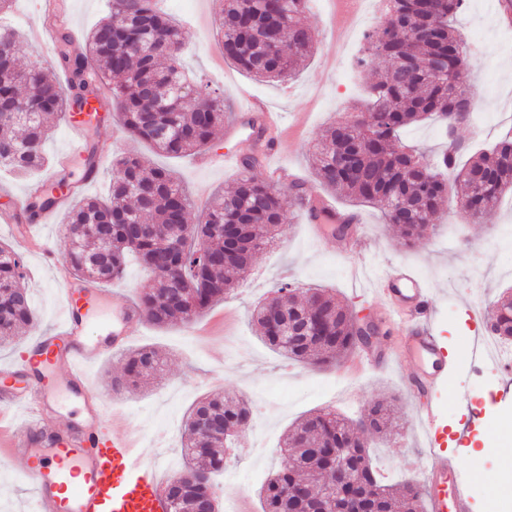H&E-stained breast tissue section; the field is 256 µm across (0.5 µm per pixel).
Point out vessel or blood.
Wrapping results in <instances>:
<instances>
[{
  "label": "vessel or blood",
  "mask_w": 512,
  "mask_h": 512,
  "mask_svg": "<svg viewBox=\"0 0 512 512\" xmlns=\"http://www.w3.org/2000/svg\"><path fill=\"white\" fill-rule=\"evenodd\" d=\"M42 9L47 22L33 26L36 39L71 29L65 0H43ZM224 137L237 142V150L204 152L197 159L199 166L237 169L244 155L258 152L269 160L280 154L283 144L278 116L253 97L236 106L224 125ZM308 196L312 204L305 222L319 237L327 225L338 222L339 211L316 191ZM55 279L64 289L55 330L40 336L19 361L0 366V447L5 450L0 461H26L25 480L33 491L31 512H170L171 477L162 471L160 452H148L135 429L117 431L125 411L110 407L90 379L93 366L129 346L133 328L143 323L141 310L121 290L73 279L64 262H56ZM377 283L389 313L407 312L412 317L395 361L407 390L422 403L417 410L419 427L434 433L441 414L432 393L448 362L430 325L429 291L403 265L382 273ZM105 306L112 309L110 338L88 341L86 327ZM46 364L64 373L69 396L82 411L78 428L64 423L65 407L42 370ZM423 473L429 512H473L467 480L452 456L430 448Z\"/></svg>",
  "instance_id": "1"
}]
</instances>
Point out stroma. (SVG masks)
Segmentation results:
<instances>
[{
  "instance_id": "1",
  "label": "stroma",
  "mask_w": 512,
  "mask_h": 512,
  "mask_svg": "<svg viewBox=\"0 0 512 512\" xmlns=\"http://www.w3.org/2000/svg\"><path fill=\"white\" fill-rule=\"evenodd\" d=\"M165 7L183 22L186 63L212 86L222 88L229 101H236L244 89L280 112L287 139L276 162L312 180L308 155L323 129L365 96L363 84L353 75L356 51L331 53L326 34L334 5L329 0H311L305 22L315 33V50L299 74L284 83L255 81L225 60L215 33L214 0H166ZM456 25L466 39L477 38L484 45L483 52L472 59L468 81L478 110L457 130L461 145L480 148L512 127V51L501 45L503 39L512 37V27L501 24L491 0H466ZM155 161L170 169L196 198L202 190L211 194L219 188L231 189L236 178L235 171L202 168L190 157L159 155ZM330 200L342 211L362 217L359 233L366 249L338 255L335 238L311 236L302 225L300 206H293L287 215L288 226L275 245L257 254L235 290L196 320L198 326L207 327L220 315L230 314L240 351L225 352L219 335L203 342L179 325L160 330L145 324L135 330L131 344L150 345L165 355L162 378L137 391H113L111 382L121 377L124 364L122 354L117 353L92 369L95 389L108 403L124 408L129 424L144 437L164 434L162 462L177 470L183 466V417L199 398L209 394L203 379L214 367L223 371L227 394L278 404L277 412L254 426L269 445L267 456L258 462L247 447L238 448L227 467L238 475V482L225 483L219 475L213 485L217 499H245L248 512H263L257 491L284 461L280 448L286 431L319 411L354 417L376 402H385L390 416L387 434L367 437L373 462L388 482L419 479L426 442L415 431L417 404L397 365L380 363L345 382L337 378L335 368L318 369L285 360L263 341L251 318L255 305L288 278L303 289L315 285L329 289L358 317L377 322L380 335L397 337L402 323L381 320L372 282L388 266L404 264L427 283L433 299L431 324L448 357V382L438 391L443 418L436 443L458 457L460 470L469 475L474 512H487L485 488L499 485L504 476L512 474V425L506 424L504 414L505 408H512V372L503 374L472 362L469 347L484 332L475 311L493 307L504 293H512V193L503 196L491 222L483 224L460 221L459 202L448 196L435 219V233L410 248L402 245L396 225L384 223L379 206L358 205L335 194ZM195 206L200 209L204 203L197 198ZM1 241L24 260V284L31 291L37 322L24 336L0 344V364L27 354L62 308L61 287L51 277L48 259L32 252L27 241L15 236L3 220ZM485 435L493 437L496 453L462 461L461 452ZM22 471L19 463L0 465V512H27L32 490Z\"/></svg>"
}]
</instances>
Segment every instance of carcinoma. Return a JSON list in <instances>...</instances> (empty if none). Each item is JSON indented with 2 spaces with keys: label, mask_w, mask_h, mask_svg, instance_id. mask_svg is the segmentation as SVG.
<instances>
[{
  "label": "carcinoma",
  "mask_w": 512,
  "mask_h": 512,
  "mask_svg": "<svg viewBox=\"0 0 512 512\" xmlns=\"http://www.w3.org/2000/svg\"><path fill=\"white\" fill-rule=\"evenodd\" d=\"M109 8L86 35L85 52H76L68 32H58L57 62L67 75V90L42 67H20L19 33L0 24V169L26 175L48 163L43 144L47 119L57 113L84 116L93 135L101 121L91 105L100 86L109 89L120 125L136 139L172 157L190 155L213 143L217 126L229 108L224 96L201 83L182 61L181 26L158 7L159 0H108ZM384 23L366 35L355 62L367 98L362 118L340 133L328 126L315 145L310 166L321 186L361 203H376L384 221L400 225L403 244L428 236L453 181L460 189V207L471 220L492 219L502 195L512 191V133L505 132L488 150L458 165L461 146H448L431 165L421 148L402 140L409 126L424 119L474 108L467 77L465 42L453 27L464 0H386ZM216 31L224 58L251 77L278 82L291 78L314 47V32L303 18L308 0H216ZM381 28L394 31L384 42ZM194 86L193 101L184 89ZM257 158L244 161L232 191L218 192L202 210L201 223L183 235L194 202L170 171L141 154L121 153L113 159L112 180L103 197H84L65 213L64 259L72 273L98 283L121 279L133 257L150 269L156 288L137 296L146 322L165 328L191 322L233 290L236 277L246 274L259 249L283 233L287 211L305 199L304 185L276 186L251 174ZM73 194L66 170L30 202L27 218L57 207ZM106 226L110 248L99 256L94 225ZM137 224L151 233L140 236ZM24 261L9 245L0 244V338L22 336L35 323L30 296L22 287ZM285 282L253 310L264 339L281 355L313 367L339 363L357 345L361 329L353 312L321 288H310L301 302L286 293ZM288 309V340L280 341L269 313ZM502 315L490 320L491 334L512 336V299L497 304ZM165 362L151 347L126 357L121 387H136L164 371ZM250 418L247 403L209 394L188 413L181 448L186 468L207 472L205 483L187 482L168 490L170 512H194L211 495L213 476L224 470L220 433ZM365 418L383 433L389 415L381 406ZM331 412L310 415L288 430L284 452L288 463L260 487L263 512H320L343 506L356 495L352 485L329 486L317 448L348 449L347 464L362 456L357 428ZM372 501L381 512H419L424 497L416 483L382 484L372 465L360 472ZM302 488L290 499L288 486Z\"/></svg>",
  "instance_id": "carcinoma-1"
}]
</instances>
